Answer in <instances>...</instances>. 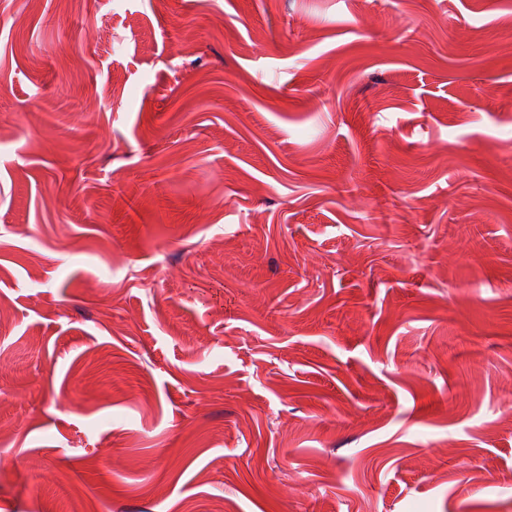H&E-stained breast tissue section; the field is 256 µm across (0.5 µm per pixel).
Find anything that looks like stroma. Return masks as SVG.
Masks as SVG:
<instances>
[{"label":"stroma","mask_w":512,"mask_h":512,"mask_svg":"<svg viewBox=\"0 0 512 512\" xmlns=\"http://www.w3.org/2000/svg\"><path fill=\"white\" fill-rule=\"evenodd\" d=\"M512 0H0V512H512Z\"/></svg>","instance_id":"obj_1"}]
</instances>
